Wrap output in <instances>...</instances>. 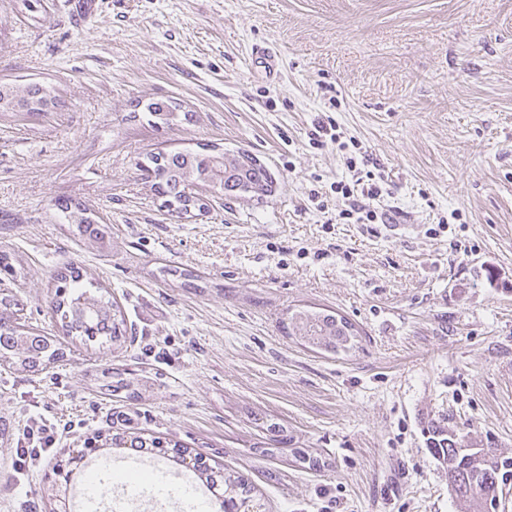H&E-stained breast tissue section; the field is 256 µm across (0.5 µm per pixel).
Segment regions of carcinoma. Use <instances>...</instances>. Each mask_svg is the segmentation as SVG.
<instances>
[{"label": "carcinoma", "instance_id": "carcinoma-1", "mask_svg": "<svg viewBox=\"0 0 512 512\" xmlns=\"http://www.w3.org/2000/svg\"><path fill=\"white\" fill-rule=\"evenodd\" d=\"M53 103L43 84L24 85L0 82V111L41 112ZM147 111L156 123L175 125L188 121V114L167 100H155ZM153 178L157 191L166 202L181 213L199 201L189 189L196 185H217L224 197L242 196L262 198L275 192L277 182L270 169L246 150L234 153H200L169 151L151 156L145 168ZM61 217L76 227L79 236L102 243L108 227L85 215L83 210H72V203L59 199L54 204ZM59 291L52 302L60 314L66 333H77L88 342H117L123 338L124 320L118 317V306L90 292L84 275L72 268L57 276ZM293 329L313 349L324 354L347 352L355 345L358 330L346 318L328 311L303 310L292 316ZM59 355L54 340L33 331H25L0 318V357L13 358L25 369L37 370L45 362ZM109 393H125L129 398L138 395L133 381L115 373L103 384ZM428 447L433 455L446 465L448 486L456 499L466 502L473 512H481L483 503L494 499L498 491L512 481V456L493 448L474 451L465 447L468 433L465 429H449L437 422L428 425ZM224 482V512H255L261 504L254 501V486L239 472L218 474Z\"/></svg>", "mask_w": 512, "mask_h": 512}]
</instances>
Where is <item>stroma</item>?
Segmentation results:
<instances>
[{
	"instance_id": "35a3bbf8",
	"label": "stroma",
	"mask_w": 512,
	"mask_h": 512,
	"mask_svg": "<svg viewBox=\"0 0 512 512\" xmlns=\"http://www.w3.org/2000/svg\"><path fill=\"white\" fill-rule=\"evenodd\" d=\"M0 81L56 99L0 112L17 270L0 313L62 351L36 372L0 363V512H57L54 469L124 432L245 474L267 512H465L431 420L512 456V0H101L84 27L52 0H0ZM160 98L190 121L154 127ZM326 116L389 174L399 231L337 223L342 154L308 137ZM174 149L247 150L277 190L209 188L175 214L140 169ZM62 198L104 243L63 223ZM72 266L119 306L124 342L64 333L51 306ZM319 309L357 326L349 353L295 335L291 315ZM107 371L138 398L101 394ZM33 417L64 434L19 482ZM55 209L68 224H75L76 232L79 236L97 243H104L108 235L107 225L98 224L90 216H86L83 211L86 209L72 210V203L68 199H58L54 204Z\"/></svg>"
}]
</instances>
